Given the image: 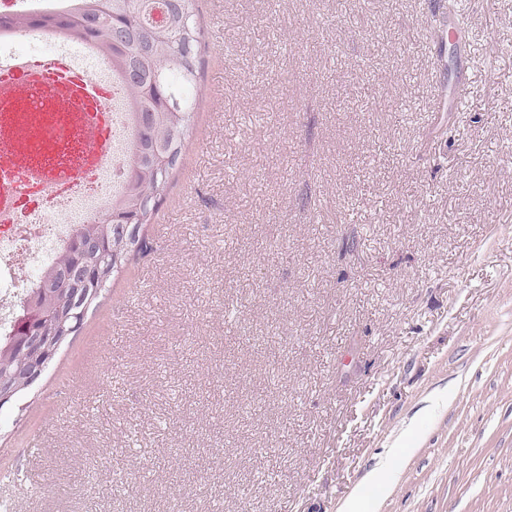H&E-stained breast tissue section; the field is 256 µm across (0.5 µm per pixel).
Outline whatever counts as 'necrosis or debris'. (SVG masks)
I'll return each instance as SVG.
<instances>
[{
  "mask_svg": "<svg viewBox=\"0 0 512 512\" xmlns=\"http://www.w3.org/2000/svg\"><path fill=\"white\" fill-rule=\"evenodd\" d=\"M56 100L62 124L33 122L0 100V337L18 328L17 306L91 213L110 211L121 188L133 115L110 59L58 29L0 31V80Z\"/></svg>",
  "mask_w": 512,
  "mask_h": 512,
  "instance_id": "necrosis-or-debris-1",
  "label": "necrosis or debris"
}]
</instances>
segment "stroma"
<instances>
[{
  "label": "stroma",
  "instance_id": "1",
  "mask_svg": "<svg viewBox=\"0 0 512 512\" xmlns=\"http://www.w3.org/2000/svg\"><path fill=\"white\" fill-rule=\"evenodd\" d=\"M200 0L187 149L0 428L13 512H512V0ZM465 85L462 111L442 89ZM395 467V460L384 462L378 469L371 471L365 483L355 488L340 506L339 512H362L364 507V489L374 488L379 496L384 497L391 487V476Z\"/></svg>",
  "mask_w": 512,
  "mask_h": 512
}]
</instances>
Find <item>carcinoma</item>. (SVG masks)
<instances>
[{
	"label": "carcinoma",
	"mask_w": 512,
	"mask_h": 512,
	"mask_svg": "<svg viewBox=\"0 0 512 512\" xmlns=\"http://www.w3.org/2000/svg\"><path fill=\"white\" fill-rule=\"evenodd\" d=\"M152 2L76 0L74 13L64 19L0 20V27L16 31L53 23L89 39L111 57L135 118L132 149L122 188L112 197V211L75 231L74 244L60 253L39 288L18 306L21 321L41 319L45 337L56 342H67L62 325L80 330L104 285L132 258L150 250L142 227L163 202L168 180L183 159L186 115L194 111L198 94L197 0H164L160 24L146 21ZM73 272L80 291L65 295L60 288ZM29 360L25 338L17 334L0 339V378L12 380L16 389L0 404V411L29 389L21 372Z\"/></svg>",
	"instance_id": "1"
}]
</instances>
